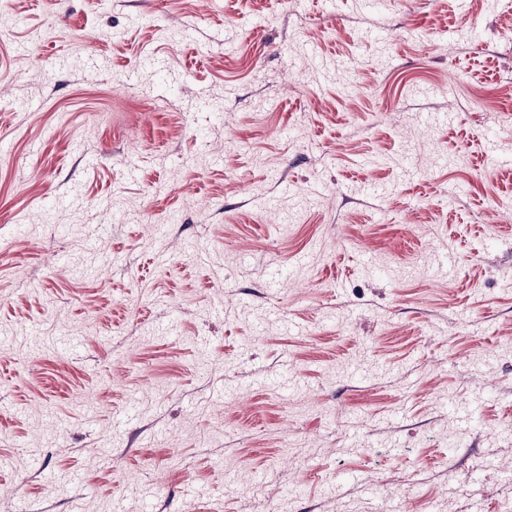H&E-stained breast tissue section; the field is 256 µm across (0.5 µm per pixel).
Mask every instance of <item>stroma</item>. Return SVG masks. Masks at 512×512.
Segmentation results:
<instances>
[{"instance_id":"stroma-1","label":"stroma","mask_w":512,"mask_h":512,"mask_svg":"<svg viewBox=\"0 0 512 512\" xmlns=\"http://www.w3.org/2000/svg\"><path fill=\"white\" fill-rule=\"evenodd\" d=\"M0 512H512V0H12Z\"/></svg>"}]
</instances>
